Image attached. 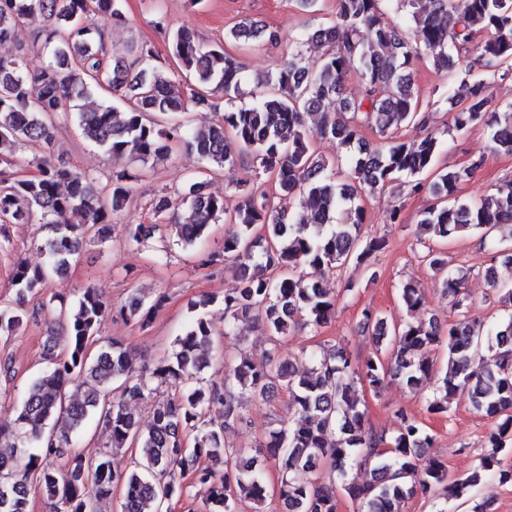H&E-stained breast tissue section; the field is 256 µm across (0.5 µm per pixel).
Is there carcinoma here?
Wrapping results in <instances>:
<instances>
[{
  "label": "carcinoma",
  "mask_w": 512,
  "mask_h": 512,
  "mask_svg": "<svg viewBox=\"0 0 512 512\" xmlns=\"http://www.w3.org/2000/svg\"><path fill=\"white\" fill-rule=\"evenodd\" d=\"M336 2V19L306 29L288 47V57L256 85L252 100L237 105L246 81L243 66L223 46L199 42L186 27L169 34L186 72L181 81L156 64L151 45L134 44L119 54L99 40L100 26L126 22L123 0H0V42L39 15L46 22L42 47L47 55L36 73L27 69L29 48L20 44L14 53L0 55V227L25 224L35 212L50 225L49 235L37 244L45 263L15 264L16 299L0 306V338L26 328L32 317L27 304L34 298L39 308L59 312L68 335L65 351H47L48 365L28 387L15 418L0 422V445L13 449L10 457H0V512H28L36 491L47 495L50 512H98V504L119 484L120 512H165L188 485L197 489L203 512H240L244 502L261 512L268 487L254 458L226 444L225 435L251 424L250 399L280 391L288 393L293 416L272 418L255 453L275 461L279 499L287 512H337L338 488L361 501L362 512H401L400 504L417 494L466 498L487 474L512 484V468H500L498 459L512 446V312L482 334L465 316L445 330L434 318H415L425 301L408 282L401 288L406 320L390 324L375 309L361 312L376 352L353 358L332 345L309 356L304 375L278 355L277 342L296 316L316 327L330 319L336 299L320 278L350 262L370 266L388 246L384 237L362 236L366 212L358 200L385 194L405 176L412 192L427 190L435 200L419 221L423 236L448 240L479 233L484 240L494 226L512 224V181L478 204L458 196L459 186L475 176L484 158L466 167H440L433 132L411 142L395 135L402 126L426 124L414 82V65L424 54H432L434 67L449 75L460 68L463 51L489 67L512 61V0H466L461 12L455 0ZM94 15L101 24L89 21ZM478 31L487 37L474 45ZM225 38L278 43L275 30L248 19ZM310 43L325 51L309 66L302 47ZM352 69L363 80L357 96L344 94ZM103 89L118 94L126 111L98 99ZM217 90L229 107L204 129L181 122L158 129L146 118L149 112L212 110ZM71 101L83 136L115 155L128 154L146 166L165 157L170 143L183 142L210 171L236 168L247 156L266 175L262 182L248 175L232 184L241 201L231 212L224 209V198L209 190V180L192 178L177 196L154 200L153 222L126 225L128 239L143 245L170 223L184 248L204 242L212 224L222 220L230 226L222 257L234 265L235 278L224 289V329L197 316L152 367L135 366L116 338L88 357L112 305L94 286L72 303L65 292L53 291L64 284L71 259L84 245L110 240L112 214L127 205L131 183L139 179L122 171L101 187L88 172L53 160L55 117ZM445 101L456 129L484 126L495 151L512 155V105L505 112L491 109V83L464 79L461 93ZM308 118L336 140L346 171H340V159L313 148L306 135ZM364 126L381 142L364 139ZM19 141L40 153L33 175L14 171ZM424 260L455 299L454 307L466 306V273L448 268L441 250H429ZM485 277L489 287L502 292V303L512 306V289L500 285L494 267ZM165 300L158 295L148 301L133 292L119 316L144 328ZM253 317L263 319L272 347L258 360L241 353L219 381L203 377L223 339L238 335L237 324ZM441 348L448 368L426 401L427 412L446 413L450 401L463 396L475 412L498 420L489 436L492 453L465 477H449L446 466L428 456L433 436L404 409L395 410L397 428L387 435L368 423L356 395V384L377 393L392 376L420 388L435 370L429 353ZM77 379L84 393L68 400L66 388ZM163 385L178 391L155 403L144 430L132 407L153 399ZM214 406L222 408L218 418L208 415ZM101 410L112 447L140 448L139 460L124 472L115 471L107 456L90 461L67 455L71 437ZM188 435L191 448L185 447ZM202 456L212 465L199 467ZM61 458L65 462L59 466ZM327 466L337 473L340 487L313 481V473ZM354 469L368 471L369 481L358 484L351 477Z\"/></svg>",
  "instance_id": "1"
}]
</instances>
